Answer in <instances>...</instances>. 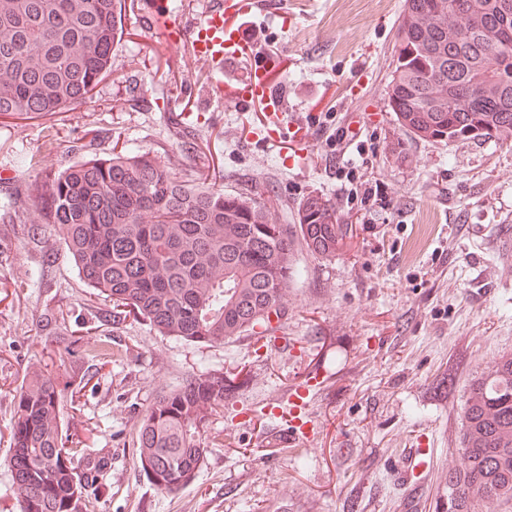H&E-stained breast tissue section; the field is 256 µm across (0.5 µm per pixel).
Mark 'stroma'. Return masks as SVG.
I'll return each instance as SVG.
<instances>
[{
  "mask_svg": "<svg viewBox=\"0 0 512 512\" xmlns=\"http://www.w3.org/2000/svg\"><path fill=\"white\" fill-rule=\"evenodd\" d=\"M135 0L111 70L91 98L60 112L0 115V512H19L6 457L16 391L36 360L64 358L76 393L63 430L108 466L81 512H438L461 462L462 405L472 383L512 353V133L415 139L388 105L404 0H270L239 15L273 58L285 109L238 100L252 58L223 73L165 37ZM224 86L202 98L215 75ZM298 125L297 157L263 136ZM96 129L97 138L87 136ZM149 151L183 179L225 191L257 179L280 223L321 195L348 231L335 256L298 249L277 342L245 335L203 345L148 323L101 322L105 308L50 225L30 242L27 187L114 144ZM106 335L91 358L78 338ZM201 370L237 375L203 435L199 478L157 491L136 453L137 424L162 392ZM324 382L308 438L274 444L276 400L305 377ZM452 375L451 390L436 389Z\"/></svg>",
  "mask_w": 512,
  "mask_h": 512,
  "instance_id": "obj_1",
  "label": "stroma"
}]
</instances>
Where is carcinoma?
Listing matches in <instances>:
<instances>
[{
    "mask_svg": "<svg viewBox=\"0 0 512 512\" xmlns=\"http://www.w3.org/2000/svg\"><path fill=\"white\" fill-rule=\"evenodd\" d=\"M405 0L422 11L399 25L388 83L399 126L456 139L512 129V0ZM125 0H0V114L60 112L91 96L109 75ZM470 41L453 71L433 68L448 44ZM500 57L488 71L481 56ZM483 96L471 94L472 87ZM30 224H51L95 295L102 318L149 323L164 336L222 344L272 329L285 314L294 251L330 257L344 225L321 196L306 198L297 223L278 222L264 184L226 193L202 174L181 181L161 158L127 148L84 160L30 184ZM236 376L204 370L155 398L141 418L137 454L151 484L176 493L198 478L202 434L236 388ZM68 385L35 365L17 392L8 466L20 512H80L86 487L106 462L69 448L60 402ZM464 468L448 472V512L512 509V354L471 386L463 408Z\"/></svg>",
    "mask_w": 512,
    "mask_h": 512,
    "instance_id": "carcinoma-1",
    "label": "carcinoma"
}]
</instances>
